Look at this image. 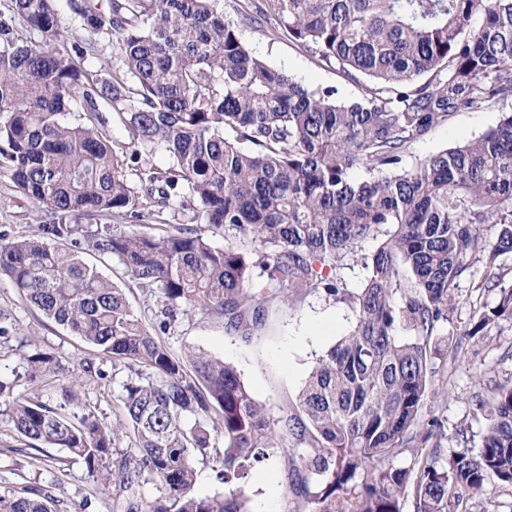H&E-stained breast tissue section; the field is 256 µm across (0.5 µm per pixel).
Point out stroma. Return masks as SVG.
<instances>
[{"mask_svg": "<svg viewBox=\"0 0 512 512\" xmlns=\"http://www.w3.org/2000/svg\"><path fill=\"white\" fill-rule=\"evenodd\" d=\"M242 39L250 51L271 66L283 70L296 81L317 88H333L341 99L360 95L366 77L351 80L335 66H328L287 38L271 30L242 27ZM499 108L484 112H459L447 124L436 127L429 136L413 144L405 157L406 165L441 150L472 140L495 126ZM37 204L14 185L8 172L0 170V236L13 240L28 235L38 224ZM88 264L99 265L101 272L121 288L134 312L147 327L155 325V297L145 295L123 276L118 262L98 264L86 255ZM486 275L476 266L472 278L460 284V299L448 322L442 323L432 338L436 355V382L448 390L446 402L424 407V419L438 418L444 424L443 455L457 447L453 435L457 424H465L468 447H478L487 426L476 403L490 387L512 381V324L504 322L481 336L464 335L476 311L496 305L499 292L477 290L473 284ZM355 317L342 302L322 293L307 294L293 305L270 307L265 328L251 342L225 335L216 319L181 318L163 334V342L175 353L194 349L224 360L237 368L254 398L262 403L271 420H279L292 410L317 358L352 330ZM43 351L69 370H79L83 358L95 356V349L63 326L47 318L19 294L6 276H0V375L15 379L19 394L39 398L49 406H59L68 378L47 372L30 381L24 355ZM107 377L96 384L78 388L83 406L99 421L112 423L118 415L122 384L128 371L101 363ZM25 441L16 433L6 407H0V491L21 492L32 486L52 491L56 512H112V494L100 490L89 477L84 464L71 459L67 477H59L55 459L67 456L62 448H47V461L31 464ZM290 472L283 461L275 460L253 470L246 484L251 512H292Z\"/></svg>", "mask_w": 512, "mask_h": 512, "instance_id": "1", "label": "stroma"}]
</instances>
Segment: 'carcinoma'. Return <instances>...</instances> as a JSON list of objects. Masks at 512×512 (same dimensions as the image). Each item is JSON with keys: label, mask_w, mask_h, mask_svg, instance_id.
I'll use <instances>...</instances> for the list:
<instances>
[{"label": "carcinoma", "mask_w": 512, "mask_h": 512, "mask_svg": "<svg viewBox=\"0 0 512 512\" xmlns=\"http://www.w3.org/2000/svg\"><path fill=\"white\" fill-rule=\"evenodd\" d=\"M66 6L79 38L62 30L57 0L0 3V169L41 213L30 235L0 243V275L129 375L110 426L87 408L66 410L70 391L53 408L0 378V406L30 461L43 463L47 446L68 450L112 489V512H249L250 472L281 457L293 512H468L489 480L512 487V383L479 400L489 424L476 452L435 464L442 422H422L439 394L431 338L477 265L487 277L476 288L500 297L467 335L512 322V285L497 272L512 253V110L481 136L404 165L411 145L455 113L512 102V0H250L236 21L224 0ZM270 24L371 85L342 100L295 81L242 40L240 26ZM101 37L121 51L110 78L76 62ZM106 112L119 115L125 140L112 138ZM157 146L175 163L153 167L145 156ZM169 210L183 222L162 221ZM75 217L160 224L129 233ZM482 224L497 225L496 238ZM218 232L222 247L210 238ZM371 236L380 241L364 257L370 275L350 289L338 262ZM85 251L117 260L160 298L162 332L200 316L248 343L269 304L319 290L356 322L317 359L301 415L276 427L234 366L173 353ZM23 360L39 373L54 363L42 352ZM102 378L83 361L79 382ZM406 452L411 463H396ZM199 464L224 492L195 491ZM54 502L43 489L1 492L0 512H52Z\"/></svg>", "instance_id": "obj_1"}]
</instances>
